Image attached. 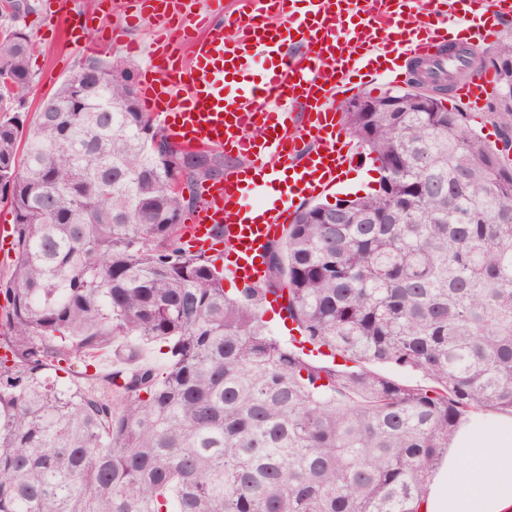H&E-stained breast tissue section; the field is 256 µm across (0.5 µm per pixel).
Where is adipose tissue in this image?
<instances>
[{
  "mask_svg": "<svg viewBox=\"0 0 512 512\" xmlns=\"http://www.w3.org/2000/svg\"><path fill=\"white\" fill-rule=\"evenodd\" d=\"M420 512H512V417L475 412Z\"/></svg>",
  "mask_w": 512,
  "mask_h": 512,
  "instance_id": "adipose-tissue-1",
  "label": "adipose tissue"
}]
</instances>
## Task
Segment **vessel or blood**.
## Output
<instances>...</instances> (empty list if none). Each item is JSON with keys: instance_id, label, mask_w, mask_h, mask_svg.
Listing matches in <instances>:
<instances>
[{"instance_id": "vessel-or-blood-1", "label": "vessel or blood", "mask_w": 512, "mask_h": 512, "mask_svg": "<svg viewBox=\"0 0 512 512\" xmlns=\"http://www.w3.org/2000/svg\"><path fill=\"white\" fill-rule=\"evenodd\" d=\"M163 2L138 4L141 18L155 24L143 102L163 116L176 143L248 158L207 187L186 226L198 251L238 246L242 259L231 274L243 285L265 279L260 258L292 222L295 200L342 188L345 172L363 165L360 150L343 138V95L378 82L399 84L408 60H438L441 45L493 42L512 19V0H241L235 12L225 11L223 0H207L198 13L185 0ZM272 11L287 17L286 29L261 30L260 19ZM407 12L414 16L409 26L400 21ZM228 28L234 37H225ZM186 51L193 65H184ZM259 58L267 64L263 78L231 87L230 77ZM495 82L494 69L476 63L450 97L480 112ZM246 183L278 186V196L246 203Z\"/></svg>"}]
</instances>
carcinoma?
Masks as SVG:
<instances>
[{"label": "carcinoma", "instance_id": "carcinoma-1", "mask_svg": "<svg viewBox=\"0 0 512 512\" xmlns=\"http://www.w3.org/2000/svg\"><path fill=\"white\" fill-rule=\"evenodd\" d=\"M30 11H0V512H419L461 420L512 414V31L482 58L500 145L412 69L401 112L341 103L378 187L301 207L267 278L230 292L182 243L222 158L157 146L98 55L28 116ZM270 295L299 336L268 329Z\"/></svg>", "mask_w": 512, "mask_h": 512}]
</instances>
